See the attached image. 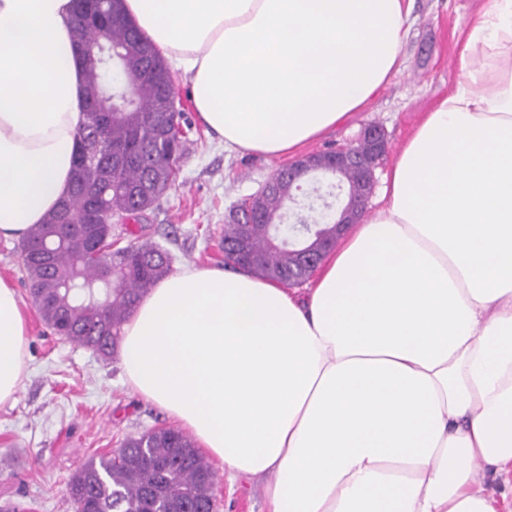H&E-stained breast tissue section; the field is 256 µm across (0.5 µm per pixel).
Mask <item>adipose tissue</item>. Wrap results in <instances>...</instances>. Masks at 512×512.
<instances>
[{
  "mask_svg": "<svg viewBox=\"0 0 512 512\" xmlns=\"http://www.w3.org/2000/svg\"><path fill=\"white\" fill-rule=\"evenodd\" d=\"M75 0H0V238L68 198L86 123ZM225 150L297 155L401 63L404 0H123ZM464 77L399 151L384 203L305 294L181 267L122 327L125 381L267 512H500L512 476V0H485ZM0 278V405L29 373Z\"/></svg>",
  "mask_w": 512,
  "mask_h": 512,
  "instance_id": "ef3b65f1",
  "label": "adipose tissue"
}]
</instances>
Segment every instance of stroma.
Wrapping results in <instances>:
<instances>
[{"label":"stroma","instance_id":"obj_1","mask_svg":"<svg viewBox=\"0 0 512 512\" xmlns=\"http://www.w3.org/2000/svg\"><path fill=\"white\" fill-rule=\"evenodd\" d=\"M410 14L401 66L369 104L338 129L309 143L306 153L357 142L367 125L385 129L387 151L375 171L369 200L378 206L397 153L438 100L461 79L457 55L466 33L480 19L482 0H406ZM191 129L175 183L140 222L113 225L115 246L133 236L150 238L168 251L173 268L220 267L217 247L228 213L256 194L283 158L226 152L199 124L190 83L174 74ZM29 376L14 404L0 406V453L10 466L0 470V512H75L67 493L71 476L91 457L109 455L130 435L168 425L157 407L122 381L119 357L105 361L91 349L57 336L33 305L25 307ZM214 512H263L260 484L228 480L220 460Z\"/></svg>","mask_w":512,"mask_h":512}]
</instances>
